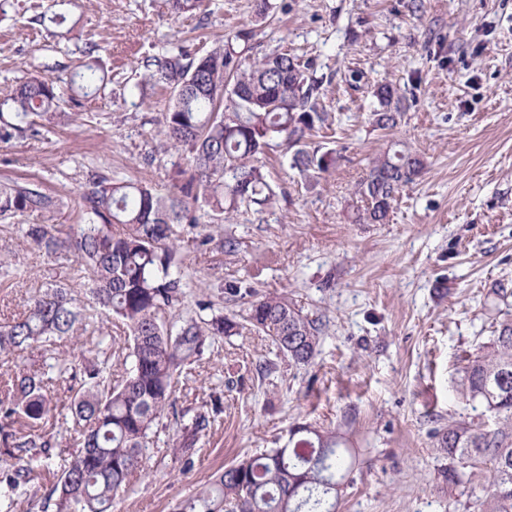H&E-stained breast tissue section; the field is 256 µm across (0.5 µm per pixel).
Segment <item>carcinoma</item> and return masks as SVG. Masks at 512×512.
<instances>
[{"label":"carcinoma","instance_id":"cac0c4a2","mask_svg":"<svg viewBox=\"0 0 512 512\" xmlns=\"http://www.w3.org/2000/svg\"><path fill=\"white\" fill-rule=\"evenodd\" d=\"M205 0H167L175 17L203 13ZM250 33L239 30L201 53L183 47L147 55L141 67L153 85L168 94L158 134L180 153L171 164L168 185L155 186L103 173H90L81 186L83 224L62 232L53 224H28L24 236L53 255L72 253L90 273L92 307L115 317L129 330L126 350L133 360L128 375L112 380L110 357H64L57 342L79 333L102 332L96 316L81 307L67 285L54 284L33 299L27 312L0 323V354L38 349L42 364L19 369L0 381V452L10 462L0 482L16 489L31 485L48 468L56 436L47 428L58 416L71 421L80 448L61 459L56 480L44 493V509L54 512H112V502L144 471L146 451L158 444L163 418L177 430L173 452L189 465L200 438L224 412V390L213 391L197 408L176 407L175 388L191 374L216 342L236 333L239 322L196 302L194 314L165 323L161 315L178 311L188 296L184 262L175 247L183 227L195 229L202 215L221 224L226 216L267 203L275 192L266 181L264 156L279 138L291 151L290 166L322 173L335 163L329 152L308 149L307 139L323 127L319 108L323 79L312 63L287 52L252 64L234 47ZM82 97L96 94L105 78L97 62L83 65ZM380 108L375 127L397 124L401 95L391 84L375 91ZM0 114V140L49 129L79 105L57 81L34 74L16 84ZM424 162L408 149L375 158L357 192L367 206L366 224H383L391 204L422 173ZM61 204L41 185L13 179L0 183V220L38 214L47 217ZM227 293L248 301L243 320L268 336L297 366L314 359L322 324L303 316L283 296L258 295L231 285ZM80 380L66 399L48 395L56 378ZM459 386L472 402L485 406L493 423L463 420L436 432L437 447L448 458L440 471L445 485L464 484L465 470L490 473L477 512H512V318L499 322L496 335L468 358ZM355 456L334 430L310 425L288 429V444L247 455L216 474L198 492L173 505L172 512H337L341 486Z\"/></svg>","mask_w":512,"mask_h":512}]
</instances>
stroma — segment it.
Here are the masks:
<instances>
[{"label": "stroma", "mask_w": 512, "mask_h": 512, "mask_svg": "<svg viewBox=\"0 0 512 512\" xmlns=\"http://www.w3.org/2000/svg\"><path fill=\"white\" fill-rule=\"evenodd\" d=\"M208 10L177 20L166 0H15L0 17V98L35 70L69 77L90 55L105 73V89L73 121L0 142V181L33 178L59 194L50 221L64 231L79 221L90 172L167 185L177 155L157 129L168 97L145 78L142 57L246 29L247 59L285 51L323 78L328 126L312 143L335 166L300 174L273 139L264 168L272 203L198 225L178 243L192 283L186 309L204 299L241 313L246 301L225 289L242 280L320 319L319 351L294 366L248 326L215 344L176 396L197 405L223 384L221 422L191 467L165 445L149 449L112 512H171L217 469L287 440L295 423L336 430L356 450L338 512H474V497L443 491L435 434L482 412L461 394V371L512 316V0H269L261 21L255 0H208ZM45 11L65 16L67 40L30 26ZM384 83L402 95L389 131L370 120ZM397 145L425 169L387 223H359L355 184ZM41 221L0 222V266L25 272L0 276L1 315L26 312L51 282L85 296L70 254L46 255L24 237L22 225Z\"/></svg>", "instance_id": "35a3bbf8"}]
</instances>
